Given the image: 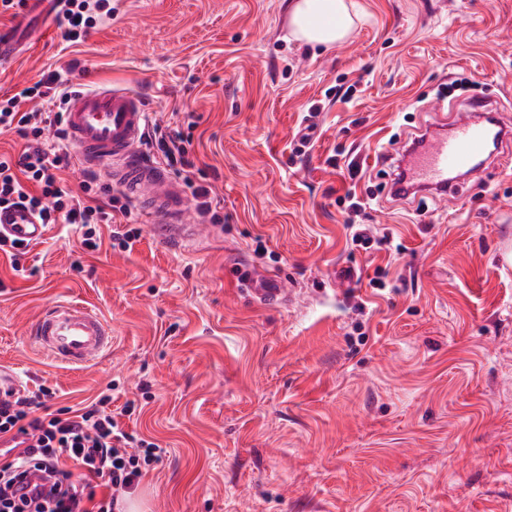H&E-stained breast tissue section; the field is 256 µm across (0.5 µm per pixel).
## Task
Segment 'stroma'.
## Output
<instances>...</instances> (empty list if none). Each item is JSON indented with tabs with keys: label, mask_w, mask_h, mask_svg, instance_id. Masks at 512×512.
<instances>
[{
	"label": "stroma",
	"mask_w": 512,
	"mask_h": 512,
	"mask_svg": "<svg viewBox=\"0 0 512 512\" xmlns=\"http://www.w3.org/2000/svg\"><path fill=\"white\" fill-rule=\"evenodd\" d=\"M353 2L357 27L324 49L289 40L285 0H112L83 43L49 19L0 65V97L74 60L73 82L135 86L218 202L221 223L181 248L136 205L131 250L91 253L53 224L18 263L0 254V367L52 389L51 413L105 390L135 402L121 425L164 450L122 512H512V140L423 204L391 201L382 159L470 74L512 120V0ZM349 190L399 254L352 246ZM243 271L296 303L252 305ZM55 302L111 326L98 363L30 344Z\"/></svg>",
	"instance_id": "obj_1"
}]
</instances>
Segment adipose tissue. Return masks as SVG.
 I'll return each mask as SVG.
<instances>
[{
	"instance_id": "obj_1",
	"label": "adipose tissue",
	"mask_w": 512,
	"mask_h": 512,
	"mask_svg": "<svg viewBox=\"0 0 512 512\" xmlns=\"http://www.w3.org/2000/svg\"><path fill=\"white\" fill-rule=\"evenodd\" d=\"M287 13L290 35L313 46L332 47L355 26L347 0H289Z\"/></svg>"
}]
</instances>
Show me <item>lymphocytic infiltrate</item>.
Returning a JSON list of instances; mask_svg holds the SVG:
<instances>
[{
  "instance_id": "lymphocytic-infiltrate-1",
  "label": "lymphocytic infiltrate",
  "mask_w": 512,
  "mask_h": 512,
  "mask_svg": "<svg viewBox=\"0 0 512 512\" xmlns=\"http://www.w3.org/2000/svg\"><path fill=\"white\" fill-rule=\"evenodd\" d=\"M104 6V0H59L63 40L83 42ZM69 90L68 79L54 70L0 98V134L15 132L25 141L18 154L0 153V208L20 206L41 223L77 225L84 247L95 251L100 225L130 217L131 209L114 195L98 203L97 176H87L80 197L64 185L60 174L76 159L53 107ZM33 99L47 111H21V102ZM48 396L43 388L24 389L0 400V512H117L124 494L161 460L163 448L120 425L111 395L44 416Z\"/></svg>"
}]
</instances>
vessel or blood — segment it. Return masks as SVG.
Instances as JSON below:
<instances>
[{
  "instance_id": "obj_1",
  "label": "vessel or blood",
  "mask_w": 512,
  "mask_h": 512,
  "mask_svg": "<svg viewBox=\"0 0 512 512\" xmlns=\"http://www.w3.org/2000/svg\"><path fill=\"white\" fill-rule=\"evenodd\" d=\"M28 34L22 24L0 28V63L16 58ZM150 114L142 96L128 87L97 86L72 92L62 112V126L79 166L107 169L109 181L142 204L151 221L163 227L167 243L187 245L199 237L185 204L183 184L166 169L142 154ZM505 122L488 114L481 102L454 113L450 122L425 128L424 143L403 162L412 186L445 195L454 191L455 171H471L475 159L492 154L501 145ZM0 235L23 243L41 242L46 230L29 210L13 207L0 211ZM244 295L252 304L290 306L292 292L267 274L250 277ZM32 345L54 362L74 368L96 363L112 346V331L90 307L56 302L44 307L33 322Z\"/></svg>"
}]
</instances>
